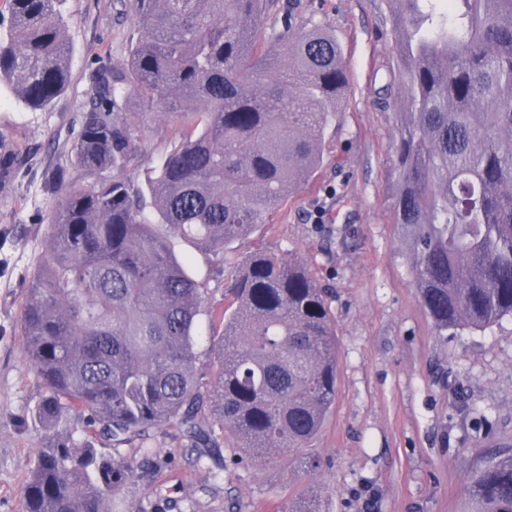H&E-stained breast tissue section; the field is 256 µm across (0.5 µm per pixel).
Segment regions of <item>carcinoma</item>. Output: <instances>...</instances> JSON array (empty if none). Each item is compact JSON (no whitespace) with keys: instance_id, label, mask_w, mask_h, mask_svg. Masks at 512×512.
<instances>
[{"instance_id":"carcinoma-1","label":"carcinoma","mask_w":512,"mask_h":512,"mask_svg":"<svg viewBox=\"0 0 512 512\" xmlns=\"http://www.w3.org/2000/svg\"><path fill=\"white\" fill-rule=\"evenodd\" d=\"M443 1L453 7L442 10ZM0 93L47 108L69 84L62 0H6ZM406 109L395 214L439 330L512 318V0H390ZM278 0H132L126 62L95 80L51 173L58 201L21 333L46 429L22 512H111L136 474L118 448L179 430L199 456L213 426L259 462L299 452L336 399V337L308 269L254 250L236 264L219 330L208 288L175 252L214 257L258 232L320 166L348 91L336 37L266 32ZM149 108L183 129L138 180ZM206 343L209 359L198 346ZM88 415L74 438L73 414ZM468 512H512V454L471 481Z\"/></svg>"}]
</instances>
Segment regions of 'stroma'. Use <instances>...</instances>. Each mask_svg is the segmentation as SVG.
Listing matches in <instances>:
<instances>
[{
	"label": "stroma",
	"instance_id": "1",
	"mask_svg": "<svg viewBox=\"0 0 512 512\" xmlns=\"http://www.w3.org/2000/svg\"><path fill=\"white\" fill-rule=\"evenodd\" d=\"M294 28L323 26L342 50L349 89L325 134L321 168L270 224L224 252L256 248L304 264L328 291L337 336L336 401L303 453L274 463L240 457L228 436L198 458L173 428L120 453L137 465L112 512H465L472 475L512 451V319L483 331L438 330L421 305L411 240L397 224L394 141L404 90L388 0H283ZM70 82L53 106L0 96V146L18 153L0 181V512H21L22 487L44 430L41 381L24 355L21 318L54 199L46 171L68 161L96 73L127 55L129 0H64ZM177 127L150 118L141 164L152 168ZM175 251L224 307L227 275L191 245ZM321 461L304 469V456Z\"/></svg>",
	"mask_w": 512,
	"mask_h": 512
}]
</instances>
